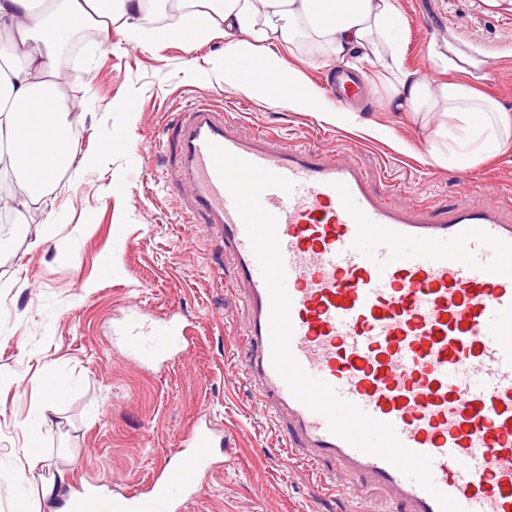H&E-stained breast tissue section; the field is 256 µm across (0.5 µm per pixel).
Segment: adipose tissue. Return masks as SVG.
Returning <instances> with one entry per match:
<instances>
[{"mask_svg": "<svg viewBox=\"0 0 512 512\" xmlns=\"http://www.w3.org/2000/svg\"><path fill=\"white\" fill-rule=\"evenodd\" d=\"M142 11L143 0H47L39 9L34 0H0V178L16 186V215L66 173L93 165V158L79 161L72 153L73 123L55 66L67 35L118 21L136 27L143 42L158 35L192 48L223 37L225 78H234L237 64L256 69L253 79L238 82L241 92L348 127L357 115L327 107L287 55L300 47L321 65L341 63L379 83L390 109L438 116L429 159L440 166L472 167L512 149V113L457 76L448 56H435L440 80L406 65V20L396 0H196L158 33L139 26Z\"/></svg>", "mask_w": 512, "mask_h": 512, "instance_id": "obj_1", "label": "adipose tissue"}]
</instances>
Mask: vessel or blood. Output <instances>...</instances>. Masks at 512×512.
<instances>
[{"label":"vessel or blood","instance_id":"vessel-or-blood-1","mask_svg":"<svg viewBox=\"0 0 512 512\" xmlns=\"http://www.w3.org/2000/svg\"><path fill=\"white\" fill-rule=\"evenodd\" d=\"M294 182L271 188L292 300L291 350L304 370L431 456L435 486L464 512H512V210L462 200L434 212L387 205L357 162L246 136L205 99L183 108L169 168L188 223L217 235L242 292L244 374L283 424L288 450L331 461L383 491L393 512H439L435 499L381 458L331 434L294 398L271 361L270 298L210 144ZM133 350L160 361L183 345L176 319L130 328ZM214 432L200 424L151 487L92 490L74 512H181L213 468Z\"/></svg>","mask_w":512,"mask_h":512}]
</instances>
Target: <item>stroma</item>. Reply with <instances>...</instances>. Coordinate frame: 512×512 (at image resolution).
Returning <instances> with one entry per match:
<instances>
[{"mask_svg": "<svg viewBox=\"0 0 512 512\" xmlns=\"http://www.w3.org/2000/svg\"><path fill=\"white\" fill-rule=\"evenodd\" d=\"M398 2L407 20L405 61L428 77L439 75L433 47L463 67L476 44L488 57L512 58V0L497 7L484 0ZM223 50L220 37L192 51L167 41L141 45L116 22L61 70L76 121L75 153L100 155L103 163L62 177L54 192L30 204L26 223L0 239V512H13L30 453L67 474L50 500L32 480L31 506L61 512L80 488H146L183 435L204 420L223 443L185 512H377L384 505L369 485L342 494L344 474L327 486L332 464L289 454L278 424L250 392L237 287L216 237L185 221L163 132L202 96L243 134L355 152L380 196L422 208L464 198L512 207V150L476 168L430 164L429 129L386 112L383 90L368 91L354 110L388 126L389 137L348 131L216 81L208 60ZM394 138L410 152H396ZM137 307L153 323L172 313L184 320L187 342L165 366L131 357L118 335ZM60 380L68 393L47 403L46 391ZM34 423L41 426L35 441L28 437Z\"/></svg>", "mask_w": 512, "mask_h": 512, "instance_id": "35a3bbf8", "label": "stroma"}]
</instances>
